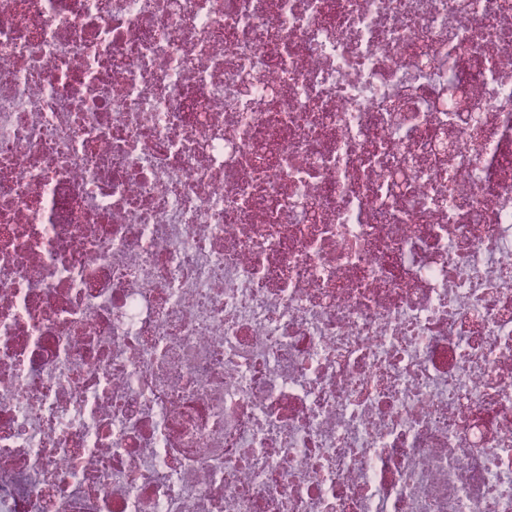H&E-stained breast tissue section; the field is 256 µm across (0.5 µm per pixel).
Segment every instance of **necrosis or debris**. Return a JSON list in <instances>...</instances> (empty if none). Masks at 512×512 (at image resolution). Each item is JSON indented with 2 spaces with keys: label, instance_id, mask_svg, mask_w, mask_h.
Wrapping results in <instances>:
<instances>
[{
  "label": "necrosis or debris",
  "instance_id": "necrosis-or-debris-1",
  "mask_svg": "<svg viewBox=\"0 0 512 512\" xmlns=\"http://www.w3.org/2000/svg\"><path fill=\"white\" fill-rule=\"evenodd\" d=\"M0 512H512V0H0Z\"/></svg>",
  "mask_w": 512,
  "mask_h": 512
}]
</instances>
